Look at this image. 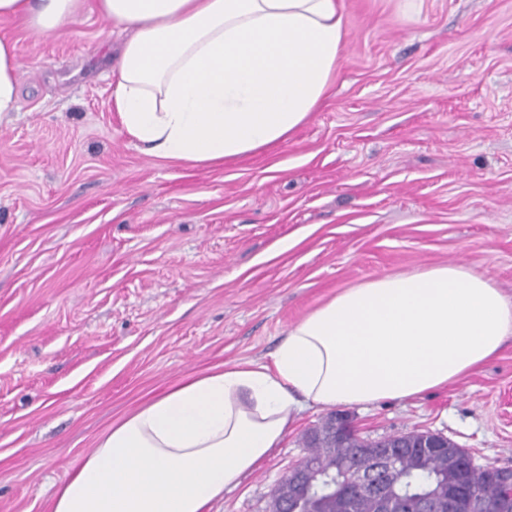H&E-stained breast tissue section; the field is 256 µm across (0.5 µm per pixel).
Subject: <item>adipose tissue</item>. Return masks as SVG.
I'll return each instance as SVG.
<instances>
[{
    "label": "adipose tissue",
    "instance_id": "1",
    "mask_svg": "<svg viewBox=\"0 0 512 512\" xmlns=\"http://www.w3.org/2000/svg\"><path fill=\"white\" fill-rule=\"evenodd\" d=\"M127 34L110 99L153 157L215 166L287 142L327 97L347 27L341 0H0L43 34L85 7ZM0 37V119L18 109ZM512 335V299L466 264L373 277L288 327L270 364L192 374L113 425L50 512H212L304 404L408 400L475 373Z\"/></svg>",
    "mask_w": 512,
    "mask_h": 512
}]
</instances>
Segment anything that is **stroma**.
Returning a JSON list of instances; mask_svg holds the SVG:
<instances>
[{
	"label": "stroma",
	"mask_w": 512,
	"mask_h": 512,
	"mask_svg": "<svg viewBox=\"0 0 512 512\" xmlns=\"http://www.w3.org/2000/svg\"><path fill=\"white\" fill-rule=\"evenodd\" d=\"M344 4L310 120L211 167L131 143L110 102L111 23L0 22L20 86L0 124V512H45L144 401L269 362L288 326L362 280L463 262L512 296V0ZM348 414L365 439L432 430L512 467V339L447 387ZM325 415L304 405L216 512H266Z\"/></svg>",
	"instance_id": "obj_1"
}]
</instances>
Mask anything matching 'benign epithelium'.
I'll list each match as a JSON object with an SVG mask.
<instances>
[{
	"label": "benign epithelium",
	"mask_w": 512,
	"mask_h": 512,
	"mask_svg": "<svg viewBox=\"0 0 512 512\" xmlns=\"http://www.w3.org/2000/svg\"><path fill=\"white\" fill-rule=\"evenodd\" d=\"M325 425L312 430L310 440L316 448H329L336 442L355 433L348 414L333 411L324 419ZM448 452V457L470 458L469 452L448 440L443 434L432 431H415L396 434L373 441L360 449L362 464L345 474L323 472L311 464L300 462L288 471V503H275L270 512H288L287 504L298 505L305 499L315 500L318 484L333 485L345 497L353 494L375 500L377 512H404L410 504L415 512H485L476 504L475 497L448 483V497L440 498L433 492L408 493L396 488L392 478L399 471V459L408 452Z\"/></svg>",
	"instance_id": "obj_1"
}]
</instances>
